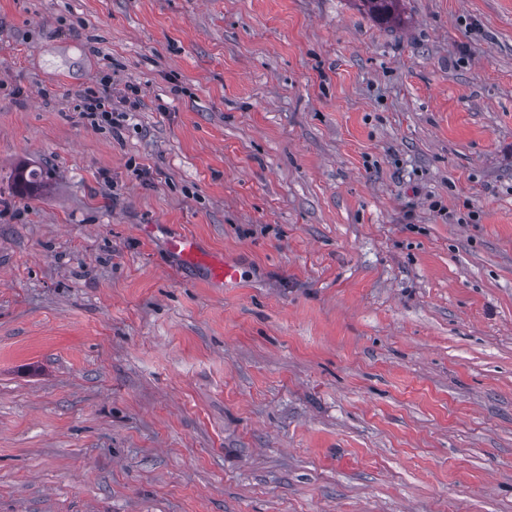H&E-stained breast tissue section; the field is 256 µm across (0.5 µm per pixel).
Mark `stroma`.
Returning <instances> with one entry per match:
<instances>
[{"label": "stroma", "mask_w": 512, "mask_h": 512, "mask_svg": "<svg viewBox=\"0 0 512 512\" xmlns=\"http://www.w3.org/2000/svg\"><path fill=\"white\" fill-rule=\"evenodd\" d=\"M399 12L0 0V512H512V0ZM111 83L109 76L101 78V90L91 92L89 95L85 96L82 112H89L88 114L100 116L101 121L111 125L113 130L121 126V121L124 120L123 118L126 117L128 112L137 111L141 101L139 98V90L134 86H129L127 93L121 96L119 100H114L112 97ZM47 175L39 168H21L17 172V181L22 188V193L36 195L47 185ZM167 249L184 261L206 265L212 278L224 283V288H237L242 278L238 265L226 260H213L200 250L195 238L188 235H176L167 242Z\"/></svg>", "instance_id": "stroma-1"}]
</instances>
